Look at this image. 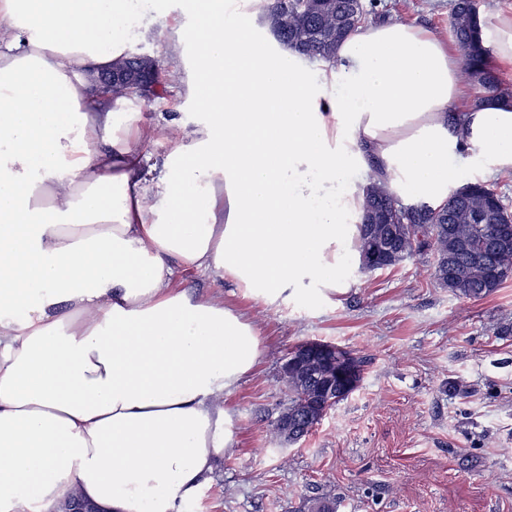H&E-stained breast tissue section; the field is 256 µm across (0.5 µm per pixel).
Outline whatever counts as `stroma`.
Here are the masks:
<instances>
[{
    "label": "stroma",
    "instance_id": "stroma-1",
    "mask_svg": "<svg viewBox=\"0 0 512 512\" xmlns=\"http://www.w3.org/2000/svg\"><path fill=\"white\" fill-rule=\"evenodd\" d=\"M453 0H381L387 20L448 33ZM193 29V0H152L129 41L171 78L166 99L137 101L144 119L198 118L194 43L172 49L161 12ZM433 255L370 273L351 265L349 288L274 304L212 274L180 273L197 296L216 294L250 318L262 341L252 372L224 396L232 439L211 480L184 512H512V278L481 300L432 276ZM324 340L368 359L359 388L296 444L270 430L288 403L284 358Z\"/></svg>",
    "mask_w": 512,
    "mask_h": 512
}]
</instances>
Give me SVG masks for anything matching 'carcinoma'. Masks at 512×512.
I'll list each match as a JSON object with an SVG mask.
<instances>
[{
	"label": "carcinoma",
	"instance_id": "cac0c4a2",
	"mask_svg": "<svg viewBox=\"0 0 512 512\" xmlns=\"http://www.w3.org/2000/svg\"><path fill=\"white\" fill-rule=\"evenodd\" d=\"M382 18L375 3L366 0H270L266 24L276 41L301 58L325 64L334 63L338 44L351 32ZM481 20L474 0H455L448 26L458 46L464 71L471 81L473 105L490 97L512 101V87L490 69V49L483 46L478 32ZM135 79L152 78L156 84L149 102L161 98L156 58L131 53L125 65L112 69ZM364 206L355 247L359 256L374 251L365 224L369 215L381 213L386 224L387 246L370 268L373 271L395 267L404 259L430 251L435 256L434 277L439 286L467 299L485 298L512 277V241L499 248L493 260L481 262L468 249L470 243L512 224V212L500 195L481 183H466L452 191L439 205L425 202L405 204L380 179L370 178L363 188ZM461 269V275L448 277V265ZM293 364L283 371L288 388V405L273 423V433L282 443H293L306 436L329 409L347 398L355 386H336V355L353 363L355 380L363 379L365 359L356 352L336 349V345L311 340L292 348Z\"/></svg>",
	"mask_w": 512,
	"mask_h": 512
}]
</instances>
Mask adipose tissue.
<instances>
[{
    "instance_id": "adipose-tissue-1",
    "label": "adipose tissue",
    "mask_w": 512,
    "mask_h": 512,
    "mask_svg": "<svg viewBox=\"0 0 512 512\" xmlns=\"http://www.w3.org/2000/svg\"><path fill=\"white\" fill-rule=\"evenodd\" d=\"M203 118L156 130L95 79L126 58L128 0H0V512H183L231 441L224 395L261 354L250 319L196 298L206 269L275 303L345 286L375 172L443 203L466 166L512 170V103L470 108L460 62L404 23L370 25L309 74L269 54L233 0H203ZM169 150V144L165 135L156 134L143 148L146 158L145 165L152 170V176L157 178L162 172V162Z\"/></svg>"
}]
</instances>
